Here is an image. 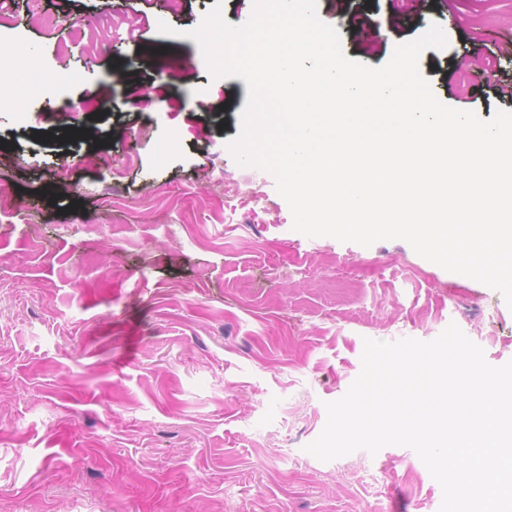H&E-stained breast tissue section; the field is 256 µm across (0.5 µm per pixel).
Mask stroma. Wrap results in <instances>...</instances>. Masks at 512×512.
<instances>
[{"label": "stroma", "mask_w": 512, "mask_h": 512, "mask_svg": "<svg viewBox=\"0 0 512 512\" xmlns=\"http://www.w3.org/2000/svg\"><path fill=\"white\" fill-rule=\"evenodd\" d=\"M218 1L231 25L252 14L253 0H42L47 33L30 0L0 13V45L34 54L48 85L0 112V512H439L410 448L323 462L305 447L365 339L453 323L501 366L512 309L404 240L294 230L274 176L227 146L244 80L213 78L185 36ZM317 11L370 67L438 23L447 47L419 60L435 96L483 120L512 110L453 81L479 41L508 51L512 84V0Z\"/></svg>", "instance_id": "obj_1"}]
</instances>
